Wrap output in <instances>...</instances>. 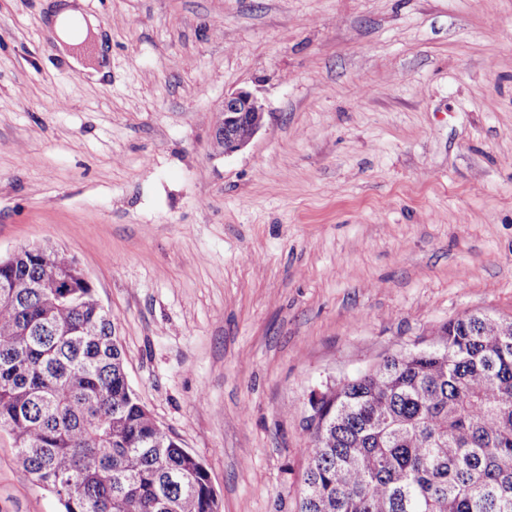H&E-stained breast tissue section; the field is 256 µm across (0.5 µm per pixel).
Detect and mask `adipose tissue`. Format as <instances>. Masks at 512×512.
Segmentation results:
<instances>
[{"mask_svg": "<svg viewBox=\"0 0 512 512\" xmlns=\"http://www.w3.org/2000/svg\"><path fill=\"white\" fill-rule=\"evenodd\" d=\"M46 27L53 32L57 53L75 71L91 81L106 79L109 58L98 19L81 0H51Z\"/></svg>", "mask_w": 512, "mask_h": 512, "instance_id": "ef3b65f1", "label": "adipose tissue"}]
</instances>
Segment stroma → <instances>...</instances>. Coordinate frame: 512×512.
I'll return each mask as SVG.
<instances>
[{
  "label": "stroma",
  "instance_id": "stroma-1",
  "mask_svg": "<svg viewBox=\"0 0 512 512\" xmlns=\"http://www.w3.org/2000/svg\"><path fill=\"white\" fill-rule=\"evenodd\" d=\"M111 77L0 0V258L50 244L220 512H297L310 396L512 319V0H85ZM265 107L215 154L227 92ZM0 512H62L0 433Z\"/></svg>",
  "mask_w": 512,
  "mask_h": 512
}]
</instances>
